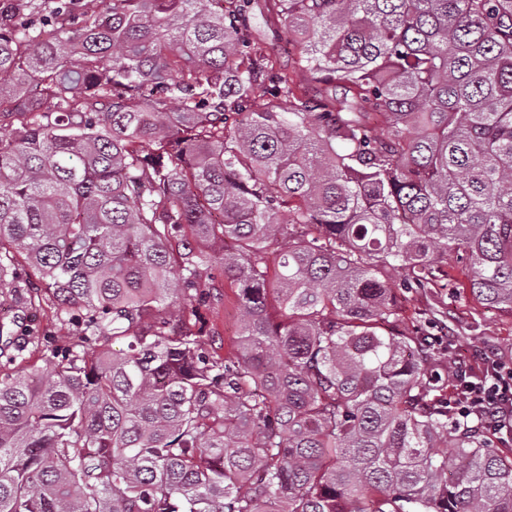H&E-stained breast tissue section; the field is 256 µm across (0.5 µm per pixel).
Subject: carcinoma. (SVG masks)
Returning a JSON list of instances; mask_svg holds the SVG:
<instances>
[{
    "mask_svg": "<svg viewBox=\"0 0 512 512\" xmlns=\"http://www.w3.org/2000/svg\"><path fill=\"white\" fill-rule=\"evenodd\" d=\"M46 2L0 17V286L77 341L0 370V512H512L396 295L512 313V0H277L288 73L259 0ZM261 4L264 7L261 18L264 52L276 60L278 68L288 71L292 61L284 47V18L274 0L262 1ZM205 314L213 332L210 333V336H205L204 339L212 348L220 354H224L231 338L238 331L239 324L234 317V312L227 303L226 307L223 303L217 306L214 311L210 310Z\"/></svg>",
    "mask_w": 512,
    "mask_h": 512,
    "instance_id": "obj_1",
    "label": "carcinoma"
}]
</instances>
